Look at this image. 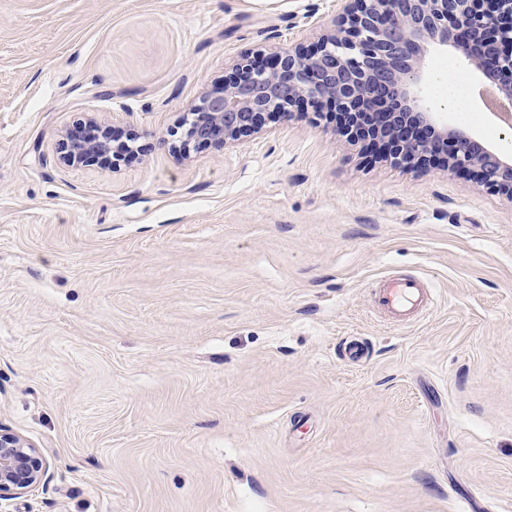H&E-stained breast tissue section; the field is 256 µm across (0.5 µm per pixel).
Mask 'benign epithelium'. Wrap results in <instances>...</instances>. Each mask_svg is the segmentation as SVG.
Returning a JSON list of instances; mask_svg holds the SVG:
<instances>
[{
	"instance_id": "1",
	"label": "benign epithelium",
	"mask_w": 512,
	"mask_h": 512,
	"mask_svg": "<svg viewBox=\"0 0 512 512\" xmlns=\"http://www.w3.org/2000/svg\"><path fill=\"white\" fill-rule=\"evenodd\" d=\"M333 24L311 45L248 52L204 93L176 130L170 148L217 151L260 131L271 116L336 113L337 131L378 157L451 173L512 200V156L504 157L448 124L424 97L433 52H450L512 109V0H341ZM138 139L97 128L67 137L63 160L133 152ZM48 482V464L29 440L0 427V500Z\"/></svg>"
}]
</instances>
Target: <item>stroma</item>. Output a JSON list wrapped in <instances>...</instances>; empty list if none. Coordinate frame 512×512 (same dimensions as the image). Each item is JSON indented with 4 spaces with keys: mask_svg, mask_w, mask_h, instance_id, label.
<instances>
[{
    "mask_svg": "<svg viewBox=\"0 0 512 512\" xmlns=\"http://www.w3.org/2000/svg\"><path fill=\"white\" fill-rule=\"evenodd\" d=\"M340 8L0 0V426L50 466L0 512H512V201L329 113L169 149ZM468 86L449 122L512 155ZM90 120L138 152L64 162ZM389 273L424 319L376 311Z\"/></svg>",
    "mask_w": 512,
    "mask_h": 512,
    "instance_id": "stroma-1",
    "label": "stroma"
}]
</instances>
